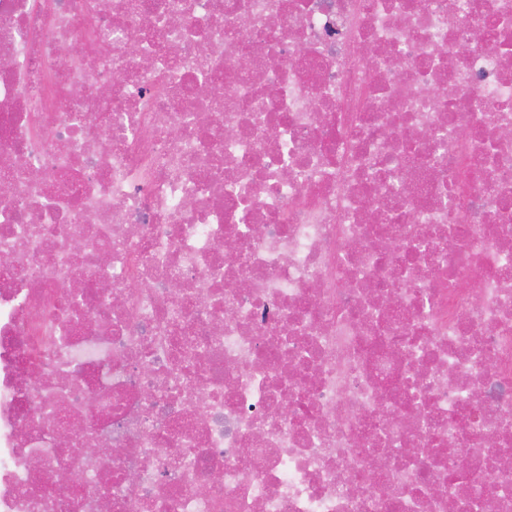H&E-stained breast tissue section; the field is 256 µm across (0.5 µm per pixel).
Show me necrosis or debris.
<instances>
[{"instance_id": "1", "label": "necrosis or debris", "mask_w": 512, "mask_h": 512, "mask_svg": "<svg viewBox=\"0 0 512 512\" xmlns=\"http://www.w3.org/2000/svg\"><path fill=\"white\" fill-rule=\"evenodd\" d=\"M0 183V512H512V0H0Z\"/></svg>"}]
</instances>
